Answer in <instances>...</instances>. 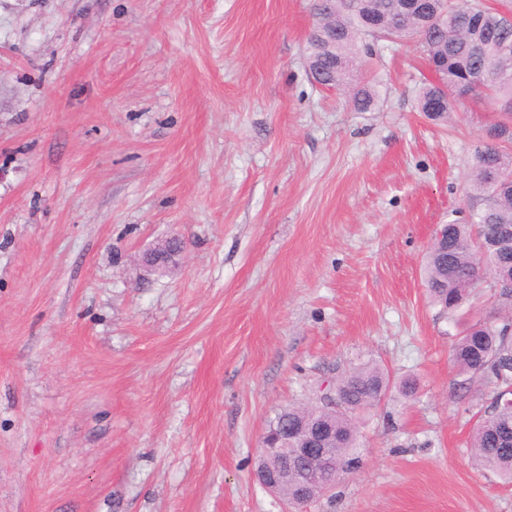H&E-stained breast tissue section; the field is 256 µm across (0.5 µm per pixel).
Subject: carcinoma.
Instances as JSON below:
<instances>
[{
    "instance_id": "carcinoma-1",
    "label": "carcinoma",
    "mask_w": 512,
    "mask_h": 512,
    "mask_svg": "<svg viewBox=\"0 0 512 512\" xmlns=\"http://www.w3.org/2000/svg\"><path fill=\"white\" fill-rule=\"evenodd\" d=\"M398 0H313L312 14L336 26V43L323 42L317 28L307 36V64L313 79L327 87L351 91L354 108L371 111L378 91L370 81L353 83L364 56L382 41H415L424 59L437 65L436 80L420 89L421 111L432 99L448 96V107L432 116L444 121L454 111L455 88L465 85L473 102L497 106L500 119L490 125L495 144L480 143L471 158L467 194L475 201L468 216L446 224L448 238L429 246L424 261L425 287L431 302L455 312L479 288H493L500 270L512 269V20L483 0H427L423 19L392 23ZM484 16L478 31L468 28L465 12ZM484 276L474 278L477 266ZM496 315L470 319L452 345L451 360L463 383L493 389L490 404L474 428L471 448L483 467L512 483V295L494 291ZM390 388L384 370L373 364L356 367L336 382L343 405L288 407L270 421L268 432L281 424L329 423L336 427V476L354 464L357 448L355 413L380 405Z\"/></svg>"
}]
</instances>
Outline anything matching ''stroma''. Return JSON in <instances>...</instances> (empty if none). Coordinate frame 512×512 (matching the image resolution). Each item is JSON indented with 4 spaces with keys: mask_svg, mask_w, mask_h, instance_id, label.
<instances>
[{
    "mask_svg": "<svg viewBox=\"0 0 512 512\" xmlns=\"http://www.w3.org/2000/svg\"><path fill=\"white\" fill-rule=\"evenodd\" d=\"M312 23L311 0H0V512H283L252 476L270 420L367 362L393 387L305 512H512L422 270L496 114L419 112L413 41L356 111L311 77Z\"/></svg>",
    "mask_w": 512,
    "mask_h": 512,
    "instance_id": "obj_1",
    "label": "stroma"
}]
</instances>
